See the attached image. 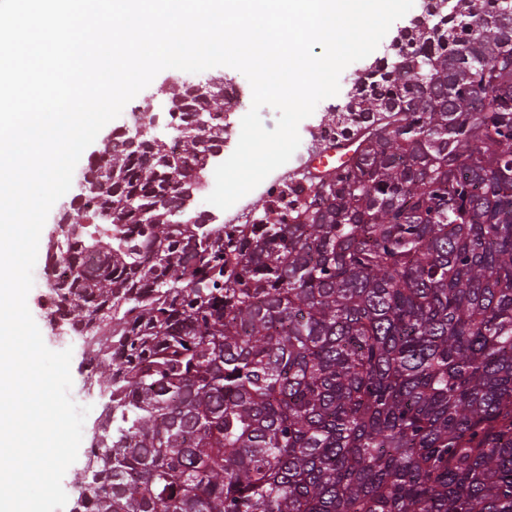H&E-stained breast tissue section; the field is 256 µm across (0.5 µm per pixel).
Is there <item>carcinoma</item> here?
<instances>
[{"label":"carcinoma","mask_w":512,"mask_h":512,"mask_svg":"<svg viewBox=\"0 0 512 512\" xmlns=\"http://www.w3.org/2000/svg\"><path fill=\"white\" fill-rule=\"evenodd\" d=\"M222 99L108 142L46 243L110 371L73 512H512V0L426 7L324 124L347 161L221 229L181 215Z\"/></svg>","instance_id":"obj_1"}]
</instances>
